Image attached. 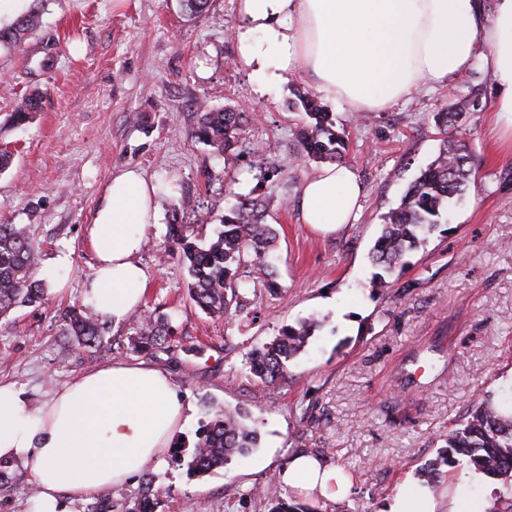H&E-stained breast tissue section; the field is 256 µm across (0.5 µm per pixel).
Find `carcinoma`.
Instances as JSON below:
<instances>
[{"label":"carcinoma","mask_w":512,"mask_h":512,"mask_svg":"<svg viewBox=\"0 0 512 512\" xmlns=\"http://www.w3.org/2000/svg\"><path fill=\"white\" fill-rule=\"evenodd\" d=\"M41 27V16L30 11L13 23L0 27V48L11 49ZM307 120L296 137L300 155L313 161L343 163L347 142L345 131L336 129L330 112L312 94L298 95ZM41 95L34 92L10 113L6 124L20 127L40 111ZM462 112L436 115L443 147L437 157L409 185L399 205L384 216L372 262L380 269L379 283L394 273L406 252L423 242L443 221L454 202L471 185V156L448 144V129L456 128ZM248 113L236 105L203 107L191 135L223 154L239 144L238 135ZM169 235L179 246L187 271L186 287L190 299L207 315L226 319L231 309L243 310L250 301L238 292L241 270L247 268L259 287L268 292L278 288L275 271L268 261L275 248L276 228L264 222V209L255 198L242 197L224 212L223 224L208 241L195 239L193 225L173 218ZM45 284L38 278V247L26 224H0V317L19 307L44 300ZM64 334L72 337L81 350L92 354L104 343V323L86 308L72 306L60 314ZM316 322L287 325L271 341L255 349L250 370L262 383L274 385L288 377V363L306 345ZM138 347H162L171 342L172 329L167 319L158 317L140 323ZM248 414L240 409L219 408L212 412L196 432V441L187 451L186 465L195 475L222 468L236 456L258 447L257 431L248 424ZM442 461L448 466L462 461L477 474L501 485L495 512H512V410L501 409L487 397L473 405L468 416L444 435ZM273 502L269 512H319L316 508L290 503L274 490L265 494Z\"/></svg>","instance_id":"carcinoma-1"}]
</instances>
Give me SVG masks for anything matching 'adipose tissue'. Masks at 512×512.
Wrapping results in <instances>:
<instances>
[{
  "label": "adipose tissue",
  "instance_id": "1",
  "mask_svg": "<svg viewBox=\"0 0 512 512\" xmlns=\"http://www.w3.org/2000/svg\"><path fill=\"white\" fill-rule=\"evenodd\" d=\"M236 38L255 93L299 70L353 113L389 109L426 83L453 87L482 62L498 90L496 123L512 136V0H496L490 17L480 0H239ZM361 192L350 168L324 167L302 187V223L322 233L352 223ZM159 212L158 184L137 169L116 170L97 202L82 303L113 325L144 300L149 273L139 255ZM190 409L168 372L144 362L113 361L38 405L0 383V459H30L36 512H67V497L96 496L157 464ZM278 481L328 498L349 484L307 456Z\"/></svg>",
  "mask_w": 512,
  "mask_h": 512
}]
</instances>
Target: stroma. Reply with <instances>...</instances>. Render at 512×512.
Returning <instances> with one entry per match:
<instances>
[{"label":"stroma","mask_w":512,"mask_h":512,"mask_svg":"<svg viewBox=\"0 0 512 512\" xmlns=\"http://www.w3.org/2000/svg\"><path fill=\"white\" fill-rule=\"evenodd\" d=\"M238 0H214L190 17L180 0H0V26L32 10L42 28L18 48L0 49V122L32 91L42 105L32 123L0 132L13 164L0 174V222L29 225L39 245V276L56 277L49 260L69 251L65 295L46 291L42 305L0 319V381L22 385L33 403L62 383L114 360L165 369L191 416L180 432L192 446L214 407H241L260 432L258 448L204 476L190 475L175 451L123 486L106 490L116 512H129L155 487L154 512H269L261 489L277 484L290 459L312 450L349 474L339 498L286 488L287 500L321 512H387L403 479L425 484L451 424L485 394L512 399V149L499 145L492 117L497 92L474 67L453 88H425L386 111L357 119L329 105L348 132L345 157L364 191L354 223L320 234L300 219L302 184L321 168L299 157L303 121L289 101L313 85L289 73L275 92L254 93L237 57ZM482 107L470 111L472 92ZM241 104L258 115L236 149L221 155L191 136L197 102ZM467 113L457 137L471 152L474 182L452 209L448 229L408 253L387 286L373 287L370 251L383 216L436 156L434 113ZM277 176L261 181L268 165ZM136 167L157 182L176 179L174 201L146 230L140 254L149 272L143 304L87 358L64 336L63 308L80 303L92 272L88 227L113 171ZM263 202L279 231L270 257L275 293L243 282L255 298L231 320L210 317L188 298L186 271L169 236L173 213L195 234L212 236L239 197ZM168 315L170 350L138 349L144 317ZM314 319L288 377L266 386L245 363L250 349L280 329ZM436 498L449 489L492 506L499 483L461 467L439 468ZM10 492L0 512H35L30 464L10 462Z\"/></svg>","instance_id":"1"}]
</instances>
